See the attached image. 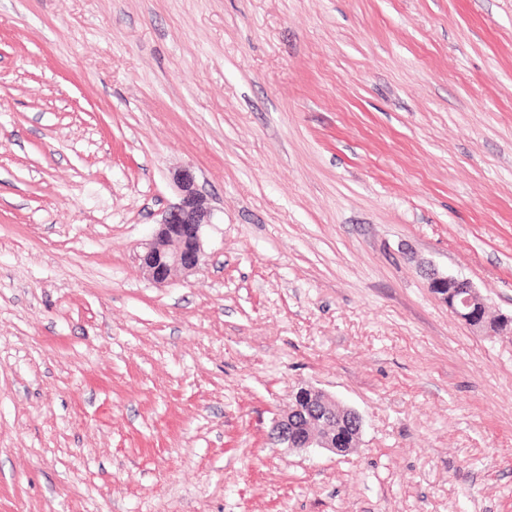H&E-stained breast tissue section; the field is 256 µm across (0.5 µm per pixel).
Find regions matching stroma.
I'll return each mask as SVG.
<instances>
[{
    "instance_id": "1",
    "label": "stroma",
    "mask_w": 512,
    "mask_h": 512,
    "mask_svg": "<svg viewBox=\"0 0 512 512\" xmlns=\"http://www.w3.org/2000/svg\"><path fill=\"white\" fill-rule=\"evenodd\" d=\"M421 261L512 314V0H0V512H512V336ZM301 384L358 448L270 440ZM173 182L178 202L164 212L152 240L138 254L140 268L158 284L166 283L176 270L195 272L206 264L203 233L213 222L212 209L197 188L192 169L176 170ZM423 273L428 279L430 290L451 313L474 329H485L486 325L481 318L487 302L469 279L444 275L435 268H424Z\"/></svg>"
}]
</instances>
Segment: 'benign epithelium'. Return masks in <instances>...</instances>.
<instances>
[{
    "label": "benign epithelium",
    "mask_w": 512,
    "mask_h": 512,
    "mask_svg": "<svg viewBox=\"0 0 512 512\" xmlns=\"http://www.w3.org/2000/svg\"><path fill=\"white\" fill-rule=\"evenodd\" d=\"M173 182L178 202L164 212L152 240L138 254L140 268L158 284L167 282L176 270L195 272L206 264L203 233L213 223L212 209L197 188L192 169L176 170ZM423 273L430 290L451 313L474 329H485L482 317L487 302L470 280L444 275L434 268H426ZM341 420L362 432L363 418L357 410L344 407L323 391L304 384L275 418L270 438L287 448H321L342 455L343 442L336 435V422Z\"/></svg>",
    "instance_id": "1"
}]
</instances>
